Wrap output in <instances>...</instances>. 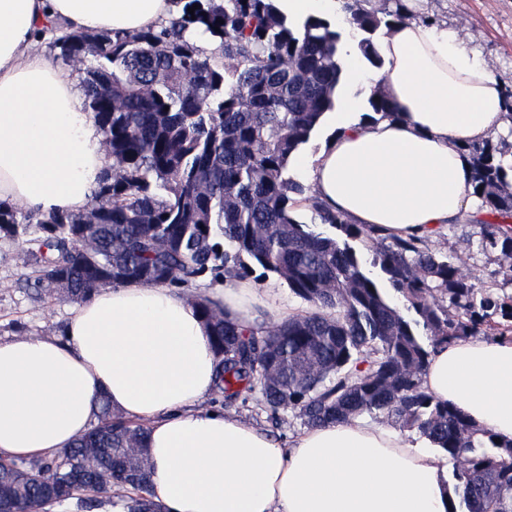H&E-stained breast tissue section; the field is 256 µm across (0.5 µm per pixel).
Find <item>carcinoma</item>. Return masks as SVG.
Segmentation results:
<instances>
[{"mask_svg":"<svg viewBox=\"0 0 512 512\" xmlns=\"http://www.w3.org/2000/svg\"><path fill=\"white\" fill-rule=\"evenodd\" d=\"M175 17L141 33L53 37L78 67L84 110L111 143L86 212L0 202V236L20 245L26 287L41 300H89L129 283L182 291L210 326L214 382L225 408L262 406L308 427L380 415L452 461L453 512H512V444L475 428L422 387L434 350L468 336L512 333V303L460 275L425 237H396L333 213L291 174L299 151L336 110L342 36L330 20L286 17L273 0H172ZM198 5L194 12L188 8ZM363 56L405 20L403 0H337ZM382 119L399 118L381 92ZM482 207L481 246L512 255V161L491 141L465 147ZM311 221L296 217L299 202ZM377 245L367 257L354 243ZM273 276L311 312L245 329L197 298L200 281ZM146 422L100 401L98 423L69 448L19 465L0 461V494L48 512L79 492L121 512H162L148 482ZM73 469L84 474L76 486Z\"/></svg>","mask_w":512,"mask_h":512,"instance_id":"obj_1","label":"carcinoma"}]
</instances>
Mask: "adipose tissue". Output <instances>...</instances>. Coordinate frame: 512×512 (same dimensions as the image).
Here are the masks:
<instances>
[{"mask_svg": "<svg viewBox=\"0 0 512 512\" xmlns=\"http://www.w3.org/2000/svg\"><path fill=\"white\" fill-rule=\"evenodd\" d=\"M170 0H0V201L27 209L88 208L109 159L70 71L36 35L158 28ZM381 65L356 45L343 63L351 92L329 119L331 142L302 168L319 199L351 223L437 236L481 201L464 145L504 124L501 83L447 26L407 19L376 42ZM363 88L356 97L354 88ZM383 90L402 117L358 120ZM277 283L229 280L208 291L230 318L279 326L294 312ZM210 328L175 290L125 284L98 291L63 336L0 338V458L70 447L97 422L99 400L149 424L150 485L163 512H451L448 461L362 419L280 441L207 408L218 358ZM500 442H512V339L472 336L439 347L422 379Z\"/></svg>", "mask_w": 512, "mask_h": 512, "instance_id": "1", "label": "adipose tissue"}]
</instances>
